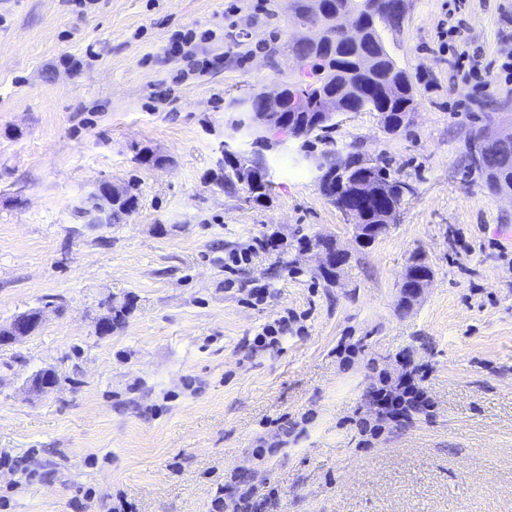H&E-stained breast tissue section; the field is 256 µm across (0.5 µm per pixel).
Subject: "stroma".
<instances>
[{
    "instance_id": "35a3bbf8",
    "label": "stroma",
    "mask_w": 512,
    "mask_h": 512,
    "mask_svg": "<svg viewBox=\"0 0 512 512\" xmlns=\"http://www.w3.org/2000/svg\"><path fill=\"white\" fill-rule=\"evenodd\" d=\"M291 3L0 0V325L44 312L0 343V512H214L244 480L258 512H512V198L470 158L512 127V0H407L388 41L408 127L344 112L309 148L283 139L256 202L215 174L225 147L253 153L233 100L288 78ZM355 150L414 189L369 244L313 174ZM103 184L138 204L91 228L78 208ZM416 255L433 280L407 305ZM282 316L283 344L256 346ZM42 369L59 384L30 394ZM411 370L430 407L379 421L382 376ZM43 321V312L38 311L34 318H28L27 314L16 316L8 327H0V338L6 341H18L28 337Z\"/></svg>"
}]
</instances>
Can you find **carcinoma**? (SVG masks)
I'll list each match as a JSON object with an SVG mask.
<instances>
[{
    "label": "carcinoma",
    "mask_w": 512,
    "mask_h": 512,
    "mask_svg": "<svg viewBox=\"0 0 512 512\" xmlns=\"http://www.w3.org/2000/svg\"><path fill=\"white\" fill-rule=\"evenodd\" d=\"M367 0H329L332 10H347L362 22L363 37L357 43L326 40L319 44L295 48L289 53L298 58L305 79L284 82L280 111L287 114L288 123L304 146L310 138L321 137L336 126L335 121L321 118L325 102L334 98L339 107L349 112L367 110L378 113L382 122L401 126L402 118L413 110L414 91L407 71L396 60L385 40L391 26H401L402 16H384L386 9L372 13L365 10ZM472 164L481 174L486 187L495 192L502 187L512 188V151L486 148L479 137L473 139ZM250 163L259 176V182L248 187L252 198L259 201L270 192L263 166L255 159L224 156V188L233 189L238 182L239 168ZM137 195L125 190V199L112 200V223L122 219L125 207L137 205Z\"/></svg>",
    "instance_id": "obj_1"
}]
</instances>
